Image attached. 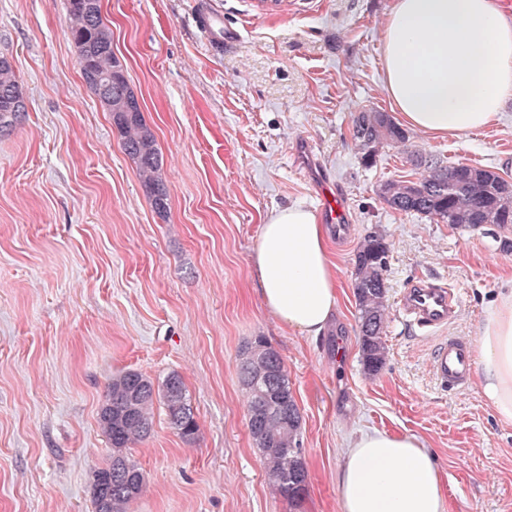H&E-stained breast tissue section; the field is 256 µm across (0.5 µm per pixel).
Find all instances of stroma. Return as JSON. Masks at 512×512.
<instances>
[{"mask_svg":"<svg viewBox=\"0 0 512 512\" xmlns=\"http://www.w3.org/2000/svg\"><path fill=\"white\" fill-rule=\"evenodd\" d=\"M101 0L112 50L163 153L169 194L155 212L112 120L87 88L64 0H0V53L28 108L0 135V512H95L92 471L112 454L97 425L107 384L134 369L182 376L199 424L183 441L155 415L137 445L146 490L129 512H342L336 470L357 430L410 432L445 481L447 512H512V423L476 384L441 386L436 337L399 312L423 279L456 290L447 331L476 340L504 282L512 230L473 229L388 208L381 183L417 175L383 148L355 149L354 118L389 111L382 21L391 0ZM228 39L213 54L198 14ZM412 147L512 182V99L458 143L413 131ZM342 195L331 242L341 293L326 331L284 328L257 292L252 256L274 207L316 208L314 176ZM369 234L389 246L384 368L361 361L353 266ZM264 338L281 355L302 415L308 485L272 493L247 426L240 354Z\"/></svg>","mask_w":512,"mask_h":512,"instance_id":"stroma-1","label":"stroma"}]
</instances>
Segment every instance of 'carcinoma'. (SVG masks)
Here are the masks:
<instances>
[{"mask_svg":"<svg viewBox=\"0 0 512 512\" xmlns=\"http://www.w3.org/2000/svg\"><path fill=\"white\" fill-rule=\"evenodd\" d=\"M70 38L83 64L82 77L98 99L96 78L112 75V106L120 107L135 95L124 65L112 53V30L103 18L100 0H66ZM19 77L9 56L0 54V134L10 131L26 112ZM125 154L133 161L154 210L167 213L169 198L162 178L163 156L143 111L135 108L116 123ZM356 149L369 164L379 149L400 147L407 133L390 115L377 110L358 114L354 125ZM422 168L415 180H387L379 197L391 209L451 224L479 228L494 224L512 227V183L497 173L460 162L446 164L420 152L411 154ZM389 248L376 235L364 238L355 256L353 281L358 311V333L364 372L378 374L386 364L382 340L387 319L384 272ZM245 393L248 428L258 450L270 489L293 503L302 499L308 471L300 448V413L288 370L276 350L261 339L245 348L239 363ZM162 408L168 424L187 443L195 441L199 426L186 387L175 372L156 382L135 371L112 376L97 423L112 446V456L94 474L105 479L110 496L95 512H129L142 494L144 473L133 455L136 445L152 432L155 409Z\"/></svg>","mask_w":512,"mask_h":512,"instance_id":"obj_1","label":"carcinoma"}]
</instances>
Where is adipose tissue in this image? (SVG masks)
I'll use <instances>...</instances> for the list:
<instances>
[{
  "mask_svg": "<svg viewBox=\"0 0 512 512\" xmlns=\"http://www.w3.org/2000/svg\"><path fill=\"white\" fill-rule=\"evenodd\" d=\"M383 88L413 129L466 139L512 99V20L498 0H392L383 21ZM265 306L286 328L320 335L339 295L326 228L294 203L271 210L253 256ZM478 387L512 423V290L500 293L478 333ZM343 512H447L444 480L414 434L353 437L336 473Z\"/></svg>",
  "mask_w": 512,
  "mask_h": 512,
  "instance_id": "obj_1",
  "label": "adipose tissue"
}]
</instances>
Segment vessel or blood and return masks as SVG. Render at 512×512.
Segmentation results:
<instances>
[{
	"instance_id": "b4317fda",
	"label": "vessel or blood",
	"mask_w": 512,
	"mask_h": 512,
	"mask_svg": "<svg viewBox=\"0 0 512 512\" xmlns=\"http://www.w3.org/2000/svg\"><path fill=\"white\" fill-rule=\"evenodd\" d=\"M318 200L328 224L339 228L346 224V210L329 186L321 187ZM458 305L459 298L452 289L428 281L411 283L400 297V308L407 321L431 334L447 328ZM474 364L473 345L469 339L442 337L434 350L432 371L442 384L462 389L470 379Z\"/></svg>"
}]
</instances>
